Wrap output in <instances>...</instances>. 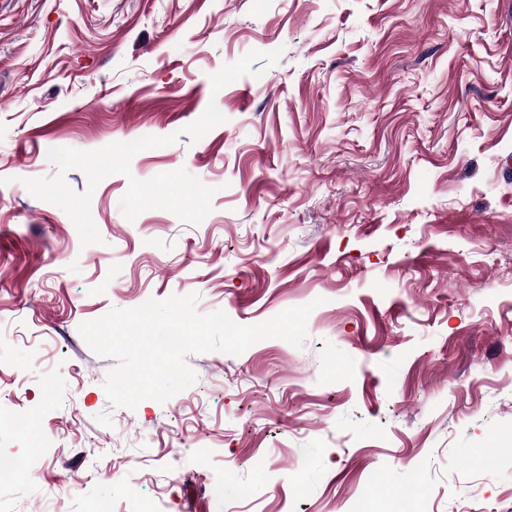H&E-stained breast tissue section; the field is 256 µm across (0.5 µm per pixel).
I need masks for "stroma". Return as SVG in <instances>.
Returning <instances> with one entry per match:
<instances>
[{
  "label": "stroma",
  "instance_id": "1",
  "mask_svg": "<svg viewBox=\"0 0 512 512\" xmlns=\"http://www.w3.org/2000/svg\"><path fill=\"white\" fill-rule=\"evenodd\" d=\"M504 0H0V512H502L512 506V20ZM283 49L260 78L211 74ZM216 103L224 123L183 135ZM179 133L91 199L50 149ZM185 169L207 221L128 220ZM197 294L240 325L313 304L303 347L188 356L112 406L81 323ZM323 305H316V298ZM30 418L46 441L13 426Z\"/></svg>",
  "mask_w": 512,
  "mask_h": 512
}]
</instances>
